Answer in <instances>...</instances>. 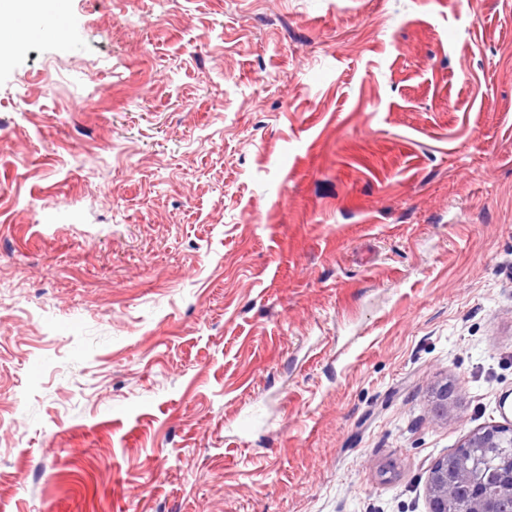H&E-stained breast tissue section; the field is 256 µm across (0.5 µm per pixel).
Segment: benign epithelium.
Returning <instances> with one entry per match:
<instances>
[{"label": "benign epithelium", "instance_id": "7a95c632", "mask_svg": "<svg viewBox=\"0 0 512 512\" xmlns=\"http://www.w3.org/2000/svg\"><path fill=\"white\" fill-rule=\"evenodd\" d=\"M499 426H487L467 437L456 450L457 460L453 468L438 460L427 478V496L430 512H498L499 498L512 497V472H499L491 478V487L473 490L462 500L460 485L472 477L471 466L465 449L471 447L499 448Z\"/></svg>", "mask_w": 512, "mask_h": 512}]
</instances>
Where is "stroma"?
<instances>
[{
    "label": "stroma",
    "mask_w": 512,
    "mask_h": 512,
    "mask_svg": "<svg viewBox=\"0 0 512 512\" xmlns=\"http://www.w3.org/2000/svg\"><path fill=\"white\" fill-rule=\"evenodd\" d=\"M44 24L0 57V512H429L512 426V0Z\"/></svg>",
    "instance_id": "35a3bbf8"
}]
</instances>
